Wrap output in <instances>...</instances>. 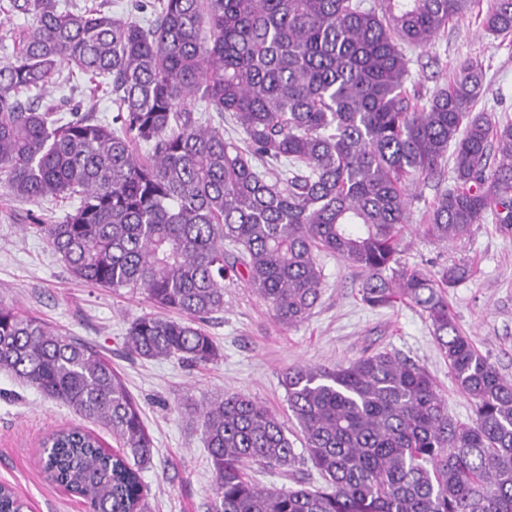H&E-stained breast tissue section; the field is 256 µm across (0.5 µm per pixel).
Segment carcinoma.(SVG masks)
Wrapping results in <instances>:
<instances>
[{
    "label": "carcinoma",
    "mask_w": 512,
    "mask_h": 512,
    "mask_svg": "<svg viewBox=\"0 0 512 512\" xmlns=\"http://www.w3.org/2000/svg\"><path fill=\"white\" fill-rule=\"evenodd\" d=\"M478 0H151L150 16L114 17L60 0H7L24 15L0 62V176L14 199L75 200L40 225L71 276L140 291L182 318L144 315L129 351L205 366L219 348L199 322L224 310V281L241 277L275 321L292 328L320 300V252L363 272L371 308L419 309L474 418L448 413L425 368L390 351L282 375L302 436L238 393L198 413L213 477L211 512H512V382L464 335L446 289L401 262L409 186L452 159L454 187L437 194L421 233L461 239L489 218L512 234V122L475 111L481 64H460L445 87L410 95L405 51L430 45ZM484 30L512 36V0H489ZM86 76L110 88L103 125L44 101ZM227 114L244 144L188 109ZM148 147L140 156L137 147ZM498 163L488 170L489 149ZM0 372L97 424L108 453L78 425L43 445L51 477L90 512H145L141 471L153 441L121 378L95 349L0 304ZM309 462L318 487H259L253 465ZM25 503L0 484V512Z\"/></svg>",
    "instance_id": "carcinoma-1"
}]
</instances>
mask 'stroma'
<instances>
[{
    "instance_id": "35a3bbf8",
    "label": "stroma",
    "mask_w": 512,
    "mask_h": 512,
    "mask_svg": "<svg viewBox=\"0 0 512 512\" xmlns=\"http://www.w3.org/2000/svg\"><path fill=\"white\" fill-rule=\"evenodd\" d=\"M410 57L408 89L425 97L444 86L459 64L480 61L487 92L477 111L512 120V38L487 34L477 12L454 19ZM47 97L61 111L77 107L104 122L115 113L102 91L56 84ZM70 210L67 202L17 200L0 187V303L37 317L60 335L85 340L123 379L154 444L152 464L141 473L147 512H209L212 472L187 410L216 394L252 398L281 417L289 438H299L281 385L284 370L294 365L344 364L388 350L431 374L450 415L471 419L473 403L458 390L425 315L405 304L370 308L358 292L362 271L332 254L318 257L325 275L321 299L296 327L279 326L268 305L244 282L234 281L224 285L223 311L202 324L220 350L216 362L202 367L131 354L125 344L130 324L155 308L144 295L93 287L70 275L39 230ZM406 242L402 259L408 264L432 273L453 263L468 266L469 277L449 289L448 303L461 331L512 380V235L487 220L474 225L469 237L448 244L414 234ZM74 420L68 408L0 373V483L11 485L32 512H88L83 499L48 483L40 464L43 437Z\"/></svg>"
}]
</instances>
